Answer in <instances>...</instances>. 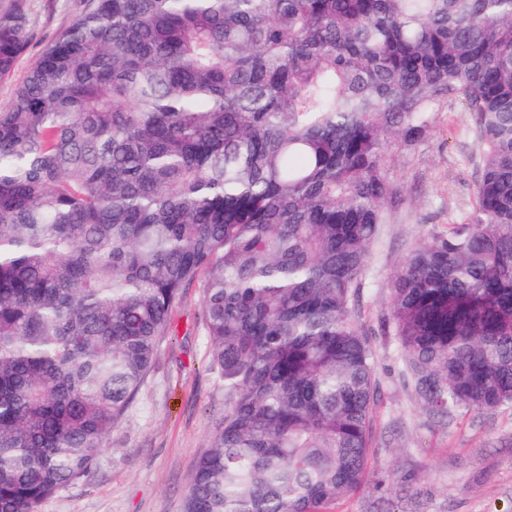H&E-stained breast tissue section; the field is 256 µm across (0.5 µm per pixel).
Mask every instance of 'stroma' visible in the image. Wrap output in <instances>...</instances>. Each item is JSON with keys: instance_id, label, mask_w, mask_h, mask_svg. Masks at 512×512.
<instances>
[{"instance_id": "stroma-1", "label": "stroma", "mask_w": 512, "mask_h": 512, "mask_svg": "<svg viewBox=\"0 0 512 512\" xmlns=\"http://www.w3.org/2000/svg\"><path fill=\"white\" fill-rule=\"evenodd\" d=\"M22 5L28 44L14 70L0 77V111L44 45L80 16L83 0H0V13ZM460 105L440 106L414 152H397L389 174L411 204L397 206L364 273L359 324L377 369V403L365 485L336 512H512V408L438 416L424 411L404 381L395 336L382 330L388 282L409 253L471 208L475 160ZM202 290L186 289L172 314L176 336L163 342L155 367L89 479L44 500L39 512H182L198 458L224 419V387L208 369L199 318ZM385 482L390 498L376 496Z\"/></svg>"}]
</instances>
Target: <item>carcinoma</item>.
<instances>
[{"mask_svg":"<svg viewBox=\"0 0 512 512\" xmlns=\"http://www.w3.org/2000/svg\"><path fill=\"white\" fill-rule=\"evenodd\" d=\"M28 35L0 15V76ZM456 101L476 203L387 318L434 415L512 407V0H86L0 112V512L90 476L196 284L224 421L183 512L361 488L388 167Z\"/></svg>","mask_w":512,"mask_h":512,"instance_id":"carcinoma-1","label":"carcinoma"}]
</instances>
